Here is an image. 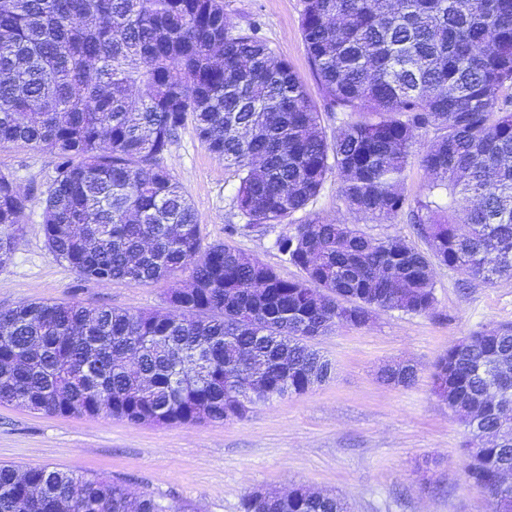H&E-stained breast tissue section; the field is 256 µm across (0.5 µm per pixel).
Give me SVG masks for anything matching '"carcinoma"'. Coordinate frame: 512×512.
<instances>
[{
  "mask_svg": "<svg viewBox=\"0 0 512 512\" xmlns=\"http://www.w3.org/2000/svg\"><path fill=\"white\" fill-rule=\"evenodd\" d=\"M303 4L321 108L256 30L236 29L224 0H0V144L55 159L50 252L97 281L191 277L169 289L165 314L79 301L0 309L1 404L135 425L242 419L330 377L307 337L376 311L432 310V261L464 286L512 277V0ZM322 110L350 116L330 139ZM188 122L237 174L250 226L288 222L333 172L351 211L394 220L412 148L434 132L420 155L430 199L409 209L430 253L315 215L276 240L297 280L229 242L202 246L193 206L160 163ZM26 202L0 173V252L15 251ZM381 377L410 386L417 373L402 364ZM433 389L464 426L467 481L492 512H512V329L450 345ZM243 509L348 512L302 488L254 492ZM0 512L182 507L74 471L1 464Z\"/></svg>",
  "mask_w": 512,
  "mask_h": 512,
  "instance_id": "1",
  "label": "carcinoma"
}]
</instances>
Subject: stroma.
<instances>
[{
    "label": "stroma",
    "instance_id": "stroma-1",
    "mask_svg": "<svg viewBox=\"0 0 512 512\" xmlns=\"http://www.w3.org/2000/svg\"><path fill=\"white\" fill-rule=\"evenodd\" d=\"M237 28H258L286 59L310 97L322 102L301 34L303 0H224ZM162 162L198 215L204 244L228 241L298 278L275 246L295 225L317 215L358 225L367 236H398L425 249L406 216L381 223L351 213L340 179L329 175L305 209L274 226H249L238 211V177L185 126ZM0 173L9 176L28 207L20 240L0 265V309L22 301L67 302L131 311H168L170 286L189 274L133 285L83 279L49 251L42 230L45 191L55 175L52 155L22 143L0 144ZM460 272L434 265L435 303L426 314L376 312L363 327L337 324L311 344L329 359V380L302 394L254 406L247 417L215 424L132 425L117 418L54 416L0 405V464L70 469L124 484L130 494L177 502L185 512H241L257 489L277 494L297 487L345 498L351 512H490L464 469V428L434 394L438 358L461 337L512 327V278L462 285ZM413 364L410 387L384 382L380 373Z\"/></svg>",
    "mask_w": 512,
    "mask_h": 512
}]
</instances>
